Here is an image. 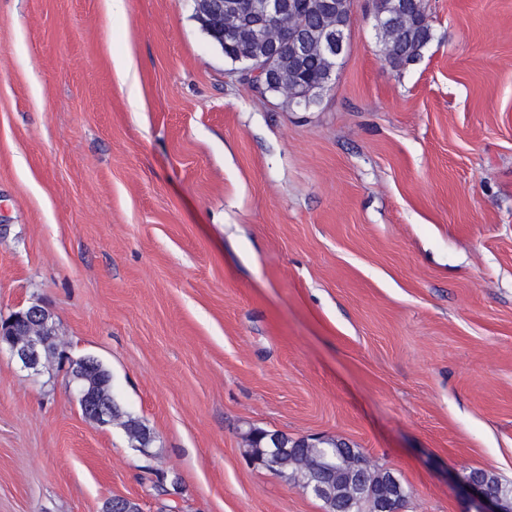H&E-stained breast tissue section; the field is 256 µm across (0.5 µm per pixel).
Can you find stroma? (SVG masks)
Returning a JSON list of instances; mask_svg holds the SVG:
<instances>
[{
	"label": "stroma",
	"mask_w": 512,
	"mask_h": 512,
	"mask_svg": "<svg viewBox=\"0 0 512 512\" xmlns=\"http://www.w3.org/2000/svg\"><path fill=\"white\" fill-rule=\"evenodd\" d=\"M395 69L373 0L305 112L262 98L195 0H0V319L46 307L57 349L0 352V512H325L250 465L244 432L324 435L469 512L512 481V0H425ZM92 356L155 440L84 419ZM387 41L383 42L384 60L393 68H402L415 61L422 50L433 39V29L429 16L417 18L411 16L385 30ZM499 483L501 481L496 477ZM492 473L484 471L480 477L469 474L466 478L467 495L473 506L470 512H511L512 511V486L502 483L504 489Z\"/></svg>",
	"instance_id": "1"
}]
</instances>
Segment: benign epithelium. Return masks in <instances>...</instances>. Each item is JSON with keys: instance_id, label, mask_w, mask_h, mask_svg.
Instances as JSON below:
<instances>
[{"instance_id": "benign-epithelium-1", "label": "benign epithelium", "mask_w": 512, "mask_h": 512, "mask_svg": "<svg viewBox=\"0 0 512 512\" xmlns=\"http://www.w3.org/2000/svg\"><path fill=\"white\" fill-rule=\"evenodd\" d=\"M197 17L219 43L233 48L244 40L264 46L259 62L241 70L255 92L273 85L293 106L310 109L336 75V63L348 52V31L336 28V2L321 0L314 36L301 38L295 32L304 26V0H195ZM312 55L322 64L319 81L308 94L299 91L304 57ZM57 335L52 314L43 306L31 305L0 322V345L24 368L37 370L45 337ZM83 415L96 424L112 421V402H99L81 395ZM266 446L249 453L252 466L267 470L300 485L318 499L351 501L360 512H402L406 496L400 482L388 471L378 470L365 454L354 448H333L312 461L308 449L323 438H308L303 446H287L278 431L265 433ZM470 512H512V492L494 475L466 478Z\"/></svg>"}]
</instances>
